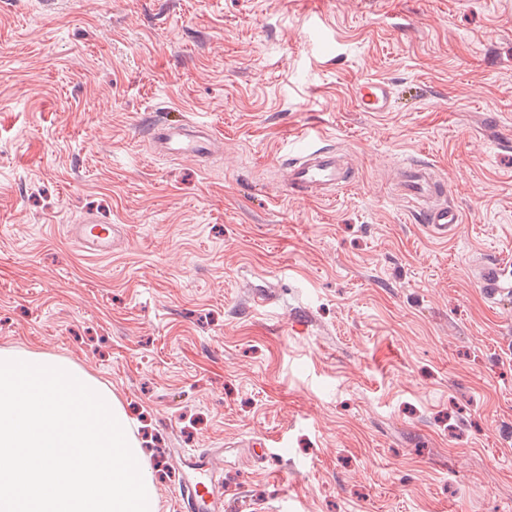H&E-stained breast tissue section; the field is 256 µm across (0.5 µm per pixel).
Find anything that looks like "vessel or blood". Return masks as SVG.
Listing matches in <instances>:
<instances>
[{
	"label": "vessel or blood",
	"mask_w": 512,
	"mask_h": 512,
	"mask_svg": "<svg viewBox=\"0 0 512 512\" xmlns=\"http://www.w3.org/2000/svg\"><path fill=\"white\" fill-rule=\"evenodd\" d=\"M393 89L387 82L372 78L363 80L354 90L358 108L364 112L388 111ZM157 156L175 159L181 156H209L216 140L199 121L178 126L150 119L147 125ZM284 187L292 198L331 200L351 182L349 170L341 163L334 149L315 147L284 163ZM399 189L422 214V221L438 235L447 236L462 222L455 206L449 204V189L430 168L411 166L399 182ZM71 236L88 253H110L118 239L120 227L97 223L87 215L70 225ZM476 281L491 303L512 298V254H499L481 260L476 268ZM178 465L188 477L180 485V497L188 512H223L224 480L213 454L195 450L178 453Z\"/></svg>",
	"instance_id": "b4317fda"
}]
</instances>
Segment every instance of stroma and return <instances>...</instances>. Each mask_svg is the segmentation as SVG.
Returning <instances> with one entry per match:
<instances>
[{"instance_id":"35a3bbf8","label":"stroma","mask_w":512,"mask_h":512,"mask_svg":"<svg viewBox=\"0 0 512 512\" xmlns=\"http://www.w3.org/2000/svg\"><path fill=\"white\" fill-rule=\"evenodd\" d=\"M149 114L221 148L155 157ZM306 139L356 172L335 199L284 192ZM411 161L457 233L399 194ZM509 250L512 0H0V348L111 387L160 512L179 448L223 449L224 512H512V302L474 274ZM393 89L385 81L365 79L354 89L357 107L362 112H386L392 99ZM399 189L420 210L422 222L436 234L448 237V232L462 224L461 213L448 203V185L430 168L414 165L403 171ZM69 232L86 252L103 255L112 252V245L118 239L120 226L98 224L93 216L86 215L79 224L70 225Z\"/></svg>"}]
</instances>
